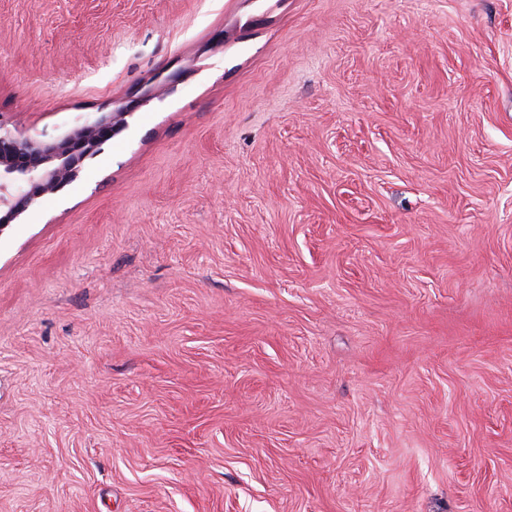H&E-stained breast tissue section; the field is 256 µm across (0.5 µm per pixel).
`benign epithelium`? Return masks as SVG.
I'll return each mask as SVG.
<instances>
[{
  "instance_id": "7a95c632",
  "label": "benign epithelium",
  "mask_w": 512,
  "mask_h": 512,
  "mask_svg": "<svg viewBox=\"0 0 512 512\" xmlns=\"http://www.w3.org/2000/svg\"><path fill=\"white\" fill-rule=\"evenodd\" d=\"M115 125L114 113L98 112L66 134L47 138L0 120V231L77 178L85 160L112 139Z\"/></svg>"
}]
</instances>
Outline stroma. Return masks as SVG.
I'll return each mask as SVG.
<instances>
[{
  "instance_id": "stroma-1",
  "label": "stroma",
  "mask_w": 512,
  "mask_h": 512,
  "mask_svg": "<svg viewBox=\"0 0 512 512\" xmlns=\"http://www.w3.org/2000/svg\"><path fill=\"white\" fill-rule=\"evenodd\" d=\"M124 110L0 231V512H512V0H0V119Z\"/></svg>"
}]
</instances>
